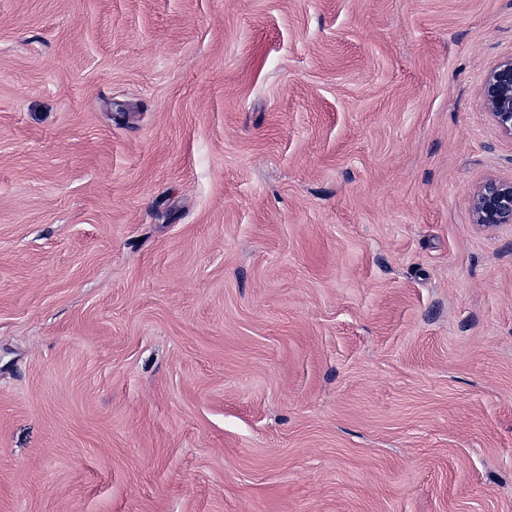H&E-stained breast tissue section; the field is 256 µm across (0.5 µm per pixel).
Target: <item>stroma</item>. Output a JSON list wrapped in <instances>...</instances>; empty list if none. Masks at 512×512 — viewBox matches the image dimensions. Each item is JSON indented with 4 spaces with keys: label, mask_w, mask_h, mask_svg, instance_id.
I'll return each instance as SVG.
<instances>
[{
    "label": "stroma",
    "mask_w": 512,
    "mask_h": 512,
    "mask_svg": "<svg viewBox=\"0 0 512 512\" xmlns=\"http://www.w3.org/2000/svg\"><path fill=\"white\" fill-rule=\"evenodd\" d=\"M512 0H0V512H512ZM479 94L501 133L512 138V55L503 57L486 72ZM474 224H512V180L488 179L472 199Z\"/></svg>",
    "instance_id": "35a3bbf8"
}]
</instances>
